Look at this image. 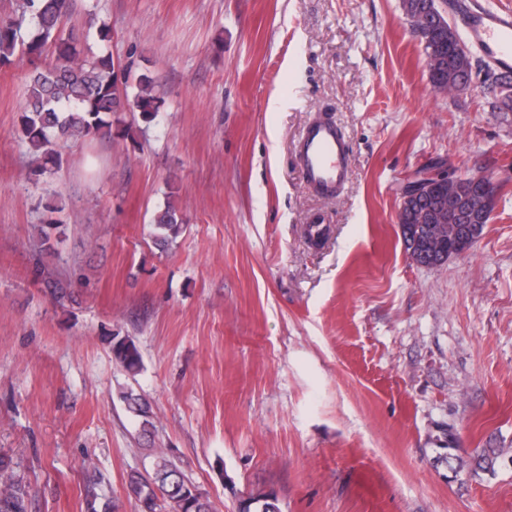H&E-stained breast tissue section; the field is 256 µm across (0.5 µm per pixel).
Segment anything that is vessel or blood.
<instances>
[{
	"instance_id": "vessel-or-blood-1",
	"label": "vessel or blood",
	"mask_w": 512,
	"mask_h": 512,
	"mask_svg": "<svg viewBox=\"0 0 512 512\" xmlns=\"http://www.w3.org/2000/svg\"><path fill=\"white\" fill-rule=\"evenodd\" d=\"M468 42L491 69H512V12L491 10L472 0L465 15ZM297 157L306 189L316 196L337 195L351 175L352 147L340 127L323 113H315L303 128Z\"/></svg>"
}]
</instances>
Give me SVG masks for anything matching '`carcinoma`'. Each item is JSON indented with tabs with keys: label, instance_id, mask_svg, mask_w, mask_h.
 Returning a JSON list of instances; mask_svg holds the SVG:
<instances>
[{
	"label": "carcinoma",
	"instance_id": "carcinoma-1",
	"mask_svg": "<svg viewBox=\"0 0 512 512\" xmlns=\"http://www.w3.org/2000/svg\"><path fill=\"white\" fill-rule=\"evenodd\" d=\"M76 0H20L17 8L0 14V67H9L21 55L30 68L25 77L26 102L15 128L18 143L38 154L40 163L28 174L39 180L51 175L62 163L60 147L70 141L112 138V114L132 110L146 123L153 122L163 104L152 76L133 73L129 62L114 66L110 42L112 25L87 10L89 29L78 34L66 28ZM51 54L53 61L43 63ZM500 74L488 87L500 110H512V80ZM183 219L168 201L153 217L154 236L165 244L175 240ZM112 355L125 371L137 374L142 367L140 351L133 340L112 343ZM128 409L143 417V428L153 426L148 407L133 390L120 392ZM18 463L0 454V512H31L30 485L17 473ZM128 496L147 512H214L209 497L185 480L163 450L156 451L152 472L132 475ZM271 493L251 496L240 512H279Z\"/></svg>",
	"mask_w": 512,
	"mask_h": 512
}]
</instances>
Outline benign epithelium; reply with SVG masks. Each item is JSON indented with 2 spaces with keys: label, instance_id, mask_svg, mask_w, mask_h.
<instances>
[{
  "label": "benign epithelium",
  "instance_id": "benign-epithelium-1",
  "mask_svg": "<svg viewBox=\"0 0 512 512\" xmlns=\"http://www.w3.org/2000/svg\"><path fill=\"white\" fill-rule=\"evenodd\" d=\"M405 15L417 36L429 43L430 33L439 34V41L450 45L453 70L469 69L470 55L448 23L447 16H432L421 9L419 0H402ZM471 189L466 195L458 189L459 178L444 168L432 169L415 180L401 193L398 224L404 244L411 258L423 265H437L451 255H462L469 244L482 236L481 218L491 207L495 197L493 182L486 176H470ZM467 225V236L454 247H446L450 226Z\"/></svg>",
  "mask_w": 512,
  "mask_h": 512
}]
</instances>
